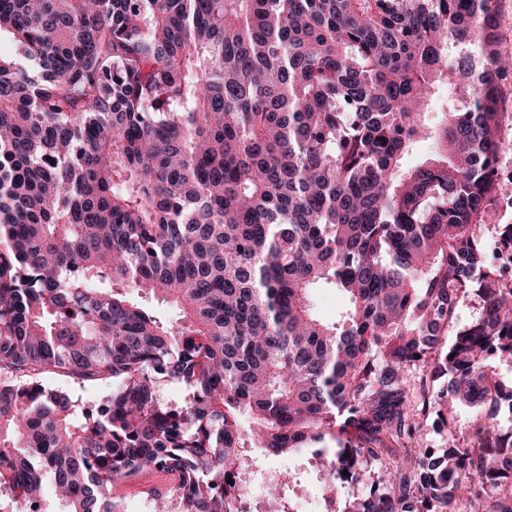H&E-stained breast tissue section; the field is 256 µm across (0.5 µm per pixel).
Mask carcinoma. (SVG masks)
I'll return each instance as SVG.
<instances>
[{
    "label": "carcinoma",
    "instance_id": "cac0c4a2",
    "mask_svg": "<svg viewBox=\"0 0 512 512\" xmlns=\"http://www.w3.org/2000/svg\"><path fill=\"white\" fill-rule=\"evenodd\" d=\"M498 2L0 0V497L125 512L118 484L168 475L153 512H243L249 444L310 451L328 499L374 468L345 512H512V431L444 414L512 413ZM501 179L496 186L495 196L501 199L498 205L494 220L485 224H512V206L507 204L512 199V154H505L499 160ZM314 308L325 319H333L344 306L343 296L332 289L319 290L314 296ZM481 310L480 299L471 291L462 294L454 318L448 326V333L442 336L446 343L455 338L459 328L468 324L474 317L478 316ZM49 386L59 387L68 390L75 398L82 399V401H89L98 398L106 392L105 386L87 387L82 390L78 384L72 380L64 377L50 378L46 381ZM448 418L450 423L456 427L457 432L468 440L475 442L476 445H494L496 438L494 434L486 435L482 431L478 432L480 425L484 423V418L472 409L466 406H454L450 410L448 407Z\"/></svg>",
    "mask_w": 512,
    "mask_h": 512
}]
</instances>
